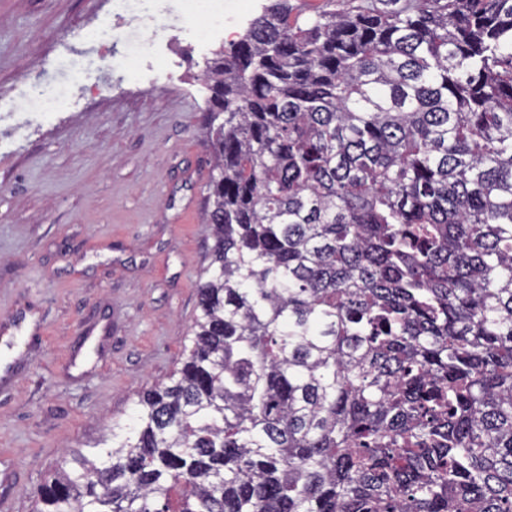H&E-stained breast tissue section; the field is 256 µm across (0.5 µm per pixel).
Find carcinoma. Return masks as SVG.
<instances>
[{
	"label": "carcinoma",
	"mask_w": 512,
	"mask_h": 512,
	"mask_svg": "<svg viewBox=\"0 0 512 512\" xmlns=\"http://www.w3.org/2000/svg\"><path fill=\"white\" fill-rule=\"evenodd\" d=\"M348 2L205 61L191 346L35 512H512V0Z\"/></svg>",
	"instance_id": "1"
}]
</instances>
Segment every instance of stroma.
I'll list each match as a JSON object with an SVG mask.
<instances>
[{
	"label": "stroma",
	"instance_id": "stroma-1",
	"mask_svg": "<svg viewBox=\"0 0 512 512\" xmlns=\"http://www.w3.org/2000/svg\"><path fill=\"white\" fill-rule=\"evenodd\" d=\"M180 0H0V512H33L65 451L109 438L180 365L211 245L209 92ZM109 24L123 54L86 31ZM158 56L141 58L146 37ZM183 67L167 75L164 57ZM29 84L72 107L24 111Z\"/></svg>",
	"mask_w": 512,
	"mask_h": 512
}]
</instances>
